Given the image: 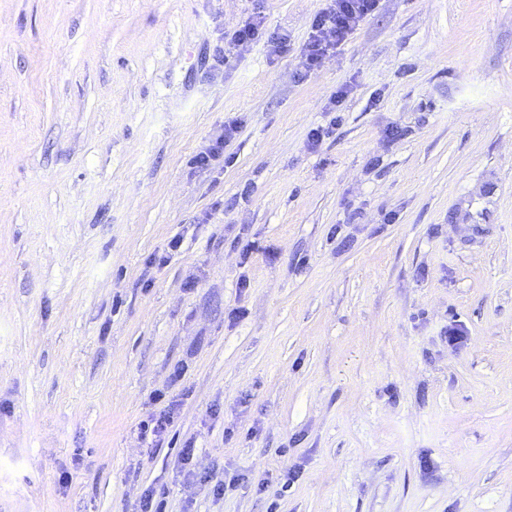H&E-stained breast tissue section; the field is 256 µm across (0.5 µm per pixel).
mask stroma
<instances>
[{
	"label": "stroma",
	"mask_w": 512,
	"mask_h": 512,
	"mask_svg": "<svg viewBox=\"0 0 512 512\" xmlns=\"http://www.w3.org/2000/svg\"><path fill=\"white\" fill-rule=\"evenodd\" d=\"M326 6L0 0V512H512V0ZM377 1L330 0L328 7L314 18L315 35L305 53V68L318 67L328 50L345 39L361 19L375 10ZM237 131L236 122L224 125L223 135H218L212 145H209L204 151H201L194 157V163L199 167H207L212 161L217 160L224 150V144L231 139L233 133Z\"/></svg>",
	"instance_id": "35a3bbf8"
}]
</instances>
